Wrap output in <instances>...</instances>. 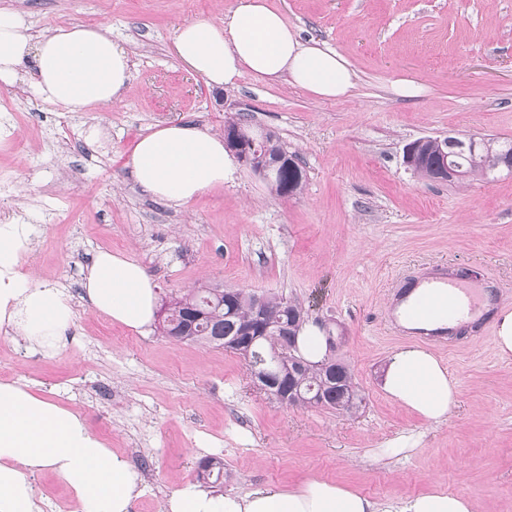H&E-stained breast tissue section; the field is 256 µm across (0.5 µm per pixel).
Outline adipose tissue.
Returning a JSON list of instances; mask_svg holds the SVG:
<instances>
[{"instance_id":"obj_1","label":"adipose tissue","mask_w":512,"mask_h":512,"mask_svg":"<svg viewBox=\"0 0 512 512\" xmlns=\"http://www.w3.org/2000/svg\"><path fill=\"white\" fill-rule=\"evenodd\" d=\"M173 54L208 87L235 86L244 73L283 79L323 100L347 96L357 74L324 43L302 41L267 0H237L221 23L198 17L174 30ZM30 72L33 95L70 112L121 102L130 76L127 51L97 26L71 24L34 35L26 18L0 9V89ZM232 173L223 135L180 122L160 123L132 149L135 182L155 199L185 206L223 189ZM32 245L26 224H0V330L31 346L56 347L74 319L63 289L35 284L21 270ZM95 312L139 331L155 317V285L145 268L124 254L98 251L82 281ZM382 388L428 424L445 421L456 405L457 385L426 348L410 345L388 359ZM51 469L70 488L78 512H129L143 491L139 471L107 448L74 411L35 395L28 386L0 383V512H44L34 476ZM165 512H477L467 497L430 488L388 504L313 478L284 489L267 487L218 494L187 482L165 502Z\"/></svg>"}]
</instances>
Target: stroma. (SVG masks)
Listing matches in <instances>:
<instances>
[{
	"instance_id": "35a3bbf8",
	"label": "stroma",
	"mask_w": 512,
	"mask_h": 512,
	"mask_svg": "<svg viewBox=\"0 0 512 512\" xmlns=\"http://www.w3.org/2000/svg\"><path fill=\"white\" fill-rule=\"evenodd\" d=\"M269 3L302 39L347 58L357 73L350 95L321 100L249 73L211 89L183 70L172 52L177 23L222 22L235 0H0L37 34L102 27L131 58L122 102L91 112L44 105L23 82L0 91V213L31 225L22 270L64 288L75 313L49 350L0 334V382L79 412L139 469L144 491L130 512H161L208 456L224 464V493L319 477L378 501L434 485L479 512H512V358L497 355L492 329L435 348L458 397L446 422L427 425L382 390L387 358L406 340L379 320L393 282L435 264L499 282L496 307L512 310V176L434 182L403 162L405 144L421 137L512 139V0ZM400 78L422 94H394ZM231 121L273 131L304 170L301 190L278 195L240 164L223 190L186 206L135 183L138 134L160 122L220 133ZM95 125L105 133L98 147L86 139ZM101 249L145 266L161 304L204 282L297 298L341 337L365 409L282 406L255 388L237 354L112 323L81 289ZM410 431L422 435L414 450L384 455Z\"/></svg>"
}]
</instances>
